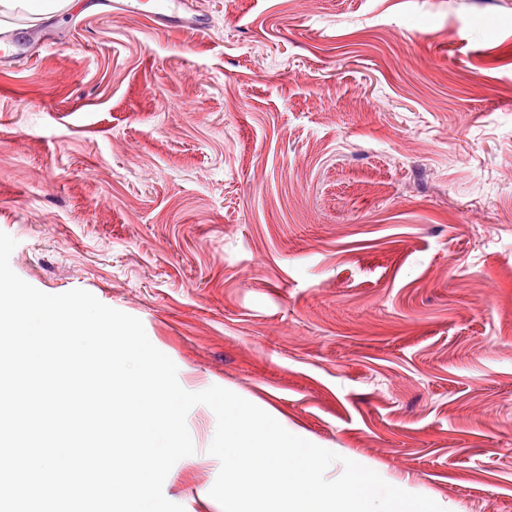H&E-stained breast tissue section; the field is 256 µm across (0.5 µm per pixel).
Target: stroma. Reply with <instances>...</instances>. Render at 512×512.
<instances>
[{
    "mask_svg": "<svg viewBox=\"0 0 512 512\" xmlns=\"http://www.w3.org/2000/svg\"><path fill=\"white\" fill-rule=\"evenodd\" d=\"M76 0L0 18L12 270L445 512H512V0ZM163 493L222 512L213 411ZM149 12L155 22L169 24L177 30H193L201 26L199 16L187 10L185 0H159ZM0 57L3 60L14 59L25 53V50L35 44L47 45V38L43 28L31 29L27 32V40L24 42L13 38L1 37Z\"/></svg>",
    "mask_w": 512,
    "mask_h": 512,
    "instance_id": "35a3bbf8",
    "label": "stroma"
}]
</instances>
